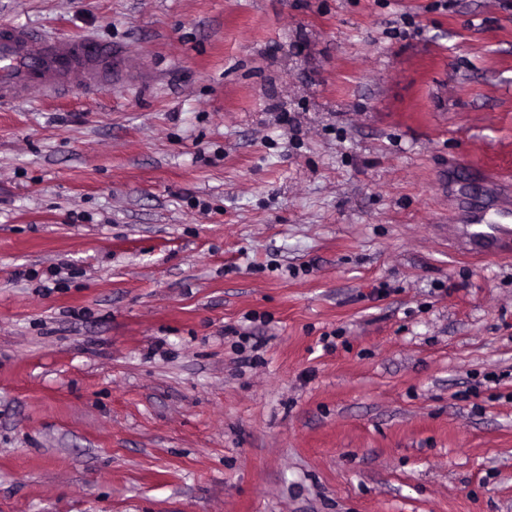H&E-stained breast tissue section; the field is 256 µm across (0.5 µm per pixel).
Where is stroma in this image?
Listing matches in <instances>:
<instances>
[{
    "label": "stroma",
    "mask_w": 512,
    "mask_h": 512,
    "mask_svg": "<svg viewBox=\"0 0 512 512\" xmlns=\"http://www.w3.org/2000/svg\"><path fill=\"white\" fill-rule=\"evenodd\" d=\"M1 21L115 60L0 106V512H512V0ZM485 220V215H482L476 223L466 225L463 231L464 234L468 236L477 253L492 245L494 242H497V233L502 234V232H505V234H509L510 230L508 227H506L507 225L493 226L491 221L485 222ZM488 230L495 231L491 233Z\"/></svg>",
    "instance_id": "1"
}]
</instances>
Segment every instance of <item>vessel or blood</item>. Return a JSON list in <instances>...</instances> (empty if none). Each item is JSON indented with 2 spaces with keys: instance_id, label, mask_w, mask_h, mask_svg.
Returning a JSON list of instances; mask_svg holds the SVG:
<instances>
[{
  "instance_id": "vessel-or-blood-1",
  "label": "vessel or blood",
  "mask_w": 512,
  "mask_h": 512,
  "mask_svg": "<svg viewBox=\"0 0 512 512\" xmlns=\"http://www.w3.org/2000/svg\"><path fill=\"white\" fill-rule=\"evenodd\" d=\"M113 52L89 39L42 38L17 24L0 27V103L41 89L65 90L81 81L93 93L112 82ZM475 250L497 242L491 222L466 225Z\"/></svg>"
}]
</instances>
